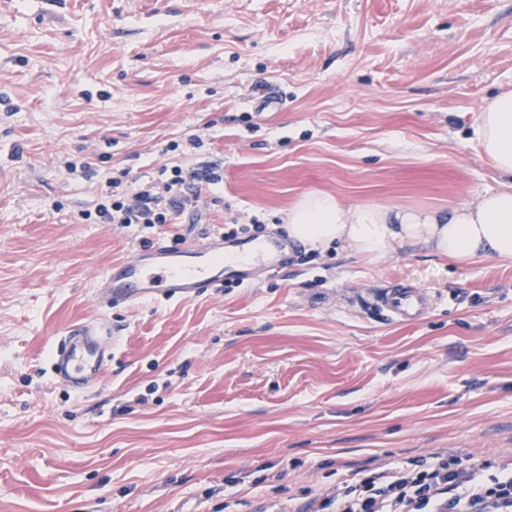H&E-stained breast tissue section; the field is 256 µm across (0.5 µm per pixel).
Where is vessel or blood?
<instances>
[{"label": "vessel or blood", "instance_id": "1", "mask_svg": "<svg viewBox=\"0 0 512 512\" xmlns=\"http://www.w3.org/2000/svg\"><path fill=\"white\" fill-rule=\"evenodd\" d=\"M293 248V243L276 236L228 240L220 231L177 247L160 240L113 264L95 281L94 288L108 293L115 304L190 301L224 282L246 280L249 268H281ZM438 300V294L428 289L393 282L371 292L366 302L394 322L413 324L424 319ZM107 333L100 323H73L62 328L54 355L56 378L73 391H84L105 369L102 340Z\"/></svg>", "mask_w": 512, "mask_h": 512}]
</instances>
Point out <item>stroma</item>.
I'll list each match as a JSON object with an SVG mask.
<instances>
[{
  "label": "stroma",
  "mask_w": 512,
  "mask_h": 512,
  "mask_svg": "<svg viewBox=\"0 0 512 512\" xmlns=\"http://www.w3.org/2000/svg\"><path fill=\"white\" fill-rule=\"evenodd\" d=\"M511 86L512 0H0V512H309L347 468L512 454V261L306 250L187 302L93 293L159 238L285 234L310 191L505 188L474 130ZM204 163L223 181L177 223L81 218L112 178ZM395 280L448 301L414 324L348 301ZM75 322L120 336L81 394L50 361Z\"/></svg>",
  "instance_id": "obj_1"
}]
</instances>
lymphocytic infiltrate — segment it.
I'll return each instance as SVG.
<instances>
[{
    "label": "lymphocytic infiltrate",
    "mask_w": 512,
    "mask_h": 512,
    "mask_svg": "<svg viewBox=\"0 0 512 512\" xmlns=\"http://www.w3.org/2000/svg\"><path fill=\"white\" fill-rule=\"evenodd\" d=\"M223 177L212 168L175 166L157 180L97 204L99 224H170L196 208L202 191ZM315 512H512V456L494 472L485 464L460 466L457 458L438 454L396 468L347 471L334 494L323 496Z\"/></svg>",
    "instance_id": "f902f5d3"
}]
</instances>
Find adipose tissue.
Instances as JSON below:
<instances>
[{"label": "adipose tissue", "instance_id": "adipose-tissue-1", "mask_svg": "<svg viewBox=\"0 0 512 512\" xmlns=\"http://www.w3.org/2000/svg\"><path fill=\"white\" fill-rule=\"evenodd\" d=\"M476 138L496 170L512 179V88L484 105ZM290 239L313 250L333 245L377 260L408 244L452 260L512 261V183L447 209L344 207L328 193L303 194L285 217Z\"/></svg>", "mask_w": 512, "mask_h": 512}]
</instances>
